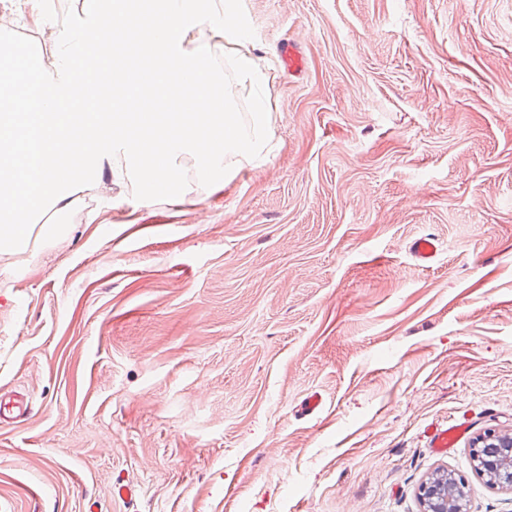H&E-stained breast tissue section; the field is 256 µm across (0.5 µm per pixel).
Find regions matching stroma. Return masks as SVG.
Returning <instances> with one entry per match:
<instances>
[{"instance_id": "obj_1", "label": "stroma", "mask_w": 512, "mask_h": 512, "mask_svg": "<svg viewBox=\"0 0 512 512\" xmlns=\"http://www.w3.org/2000/svg\"><path fill=\"white\" fill-rule=\"evenodd\" d=\"M243 7L262 157L205 187L180 154L182 197L149 202L103 157L40 216L63 235L0 249V394L32 404L0 512H422L438 469L512 512L469 461L512 430V0ZM279 56L289 73L300 74L305 69V58L294 42L288 40V42L282 43L279 48ZM439 247L435 238L422 236L410 244L409 252L418 264L427 265L434 261L438 255ZM468 418L462 416L451 421L431 424L426 430L428 448L436 453H448L468 431Z\"/></svg>"}]
</instances>
